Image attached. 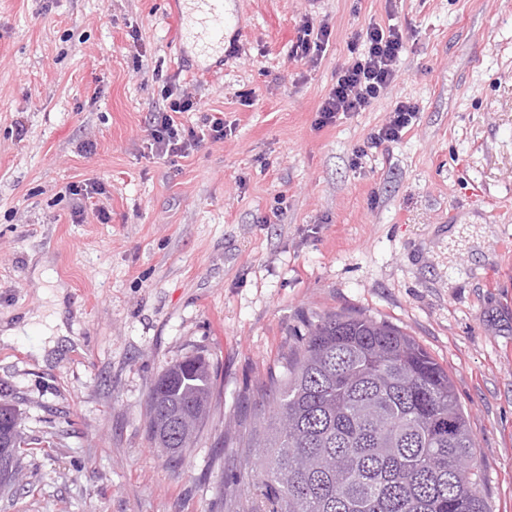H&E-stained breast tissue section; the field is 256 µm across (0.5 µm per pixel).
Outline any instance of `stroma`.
Masks as SVG:
<instances>
[{"label":"stroma","instance_id":"1","mask_svg":"<svg viewBox=\"0 0 512 512\" xmlns=\"http://www.w3.org/2000/svg\"><path fill=\"white\" fill-rule=\"evenodd\" d=\"M179 0H0V323L45 313L48 262L70 338L0 342V395L38 447L0 512H247L272 408L261 388L316 316L385 320L452 379L487 512H512V0H224V45L197 53ZM324 53L293 57L305 23ZM400 26L388 94L318 127L355 33ZM138 52H130L131 42ZM233 133L160 160L149 118ZM402 138L357 152L397 98ZM93 151H86V144ZM93 180L81 202L70 185ZM483 224L479 244H449ZM212 362L209 417L168 459L146 436L154 379Z\"/></svg>","mask_w":512,"mask_h":512}]
</instances>
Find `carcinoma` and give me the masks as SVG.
Listing matches in <instances>:
<instances>
[{"instance_id": "cac0c4a2", "label": "carcinoma", "mask_w": 512, "mask_h": 512, "mask_svg": "<svg viewBox=\"0 0 512 512\" xmlns=\"http://www.w3.org/2000/svg\"><path fill=\"white\" fill-rule=\"evenodd\" d=\"M271 381L251 512H485L475 437L453 382L414 339L363 315L309 324ZM209 361L186 357L154 381L146 429L178 457L200 435ZM0 484L15 483L32 441L0 421Z\"/></svg>"}]
</instances>
